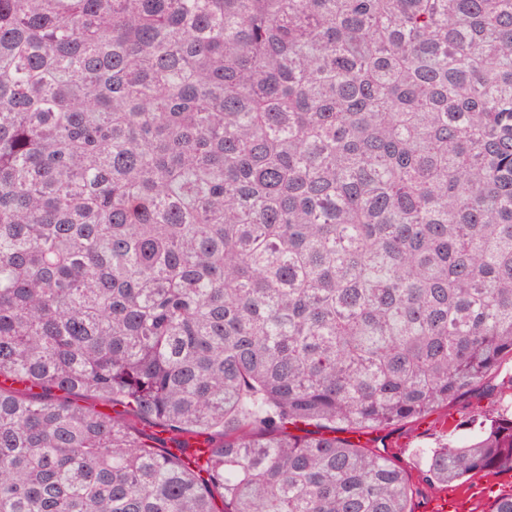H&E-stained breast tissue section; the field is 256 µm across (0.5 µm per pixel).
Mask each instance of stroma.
<instances>
[{"label": "stroma", "mask_w": 512, "mask_h": 512, "mask_svg": "<svg viewBox=\"0 0 512 512\" xmlns=\"http://www.w3.org/2000/svg\"><path fill=\"white\" fill-rule=\"evenodd\" d=\"M512 405V362L501 367L446 406L424 416L376 429L347 433L350 442L369 452L392 458L413 483L414 512H428L432 488L421 482L423 448L452 438L455 426L468 422L476 412L494 413ZM448 494L467 500L470 512H491L496 498L512 494V472L502 470L449 486Z\"/></svg>", "instance_id": "1"}]
</instances>
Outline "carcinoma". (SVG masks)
Returning a JSON list of instances; mask_svg holds the SVG:
<instances>
[{"label": "carcinoma", "mask_w": 512, "mask_h": 512, "mask_svg": "<svg viewBox=\"0 0 512 512\" xmlns=\"http://www.w3.org/2000/svg\"><path fill=\"white\" fill-rule=\"evenodd\" d=\"M506 359L512 0H0V512H412L334 433Z\"/></svg>", "instance_id": "obj_1"}]
</instances>
